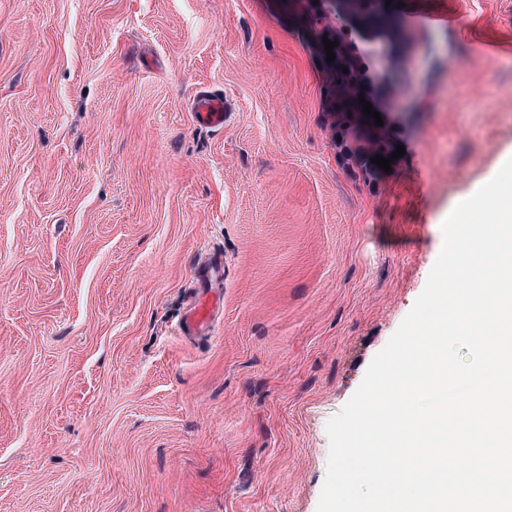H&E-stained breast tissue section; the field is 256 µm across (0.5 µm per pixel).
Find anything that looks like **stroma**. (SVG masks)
<instances>
[{"mask_svg":"<svg viewBox=\"0 0 512 512\" xmlns=\"http://www.w3.org/2000/svg\"><path fill=\"white\" fill-rule=\"evenodd\" d=\"M328 28L369 38L390 171L341 153ZM510 158L512 0H0V512H316L327 422ZM225 115L223 97L203 92L193 102L192 117L200 126L223 128ZM207 274L205 279L197 280L195 296L193 302L185 315L180 327L181 334L187 336H205L210 331L211 308L223 304L224 299L220 295H211L212 279L222 277L223 262L222 259H214L206 267Z\"/></svg>","mask_w":512,"mask_h":512,"instance_id":"stroma-1","label":"stroma"}]
</instances>
